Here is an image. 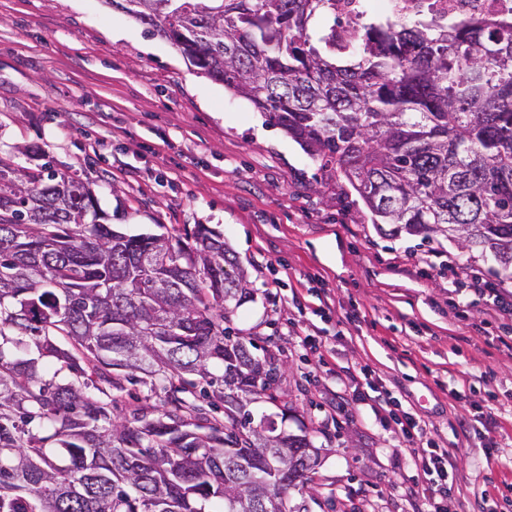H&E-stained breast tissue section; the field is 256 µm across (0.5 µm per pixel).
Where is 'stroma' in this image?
Listing matches in <instances>:
<instances>
[{
  "label": "stroma",
  "mask_w": 512,
  "mask_h": 512,
  "mask_svg": "<svg viewBox=\"0 0 512 512\" xmlns=\"http://www.w3.org/2000/svg\"><path fill=\"white\" fill-rule=\"evenodd\" d=\"M39 145L93 182L129 234H223L254 291L230 325L279 370L321 450L309 512H405L409 451L376 405L394 398L457 458L453 484H512V315L415 264L437 250L512 297V274L442 237L383 235L362 202L242 97L104 0H0V151ZM313 325L312 347L289 329ZM368 367L356 388L337 377ZM470 419L469 436L458 430Z\"/></svg>",
  "instance_id": "35a3bbf8"
}]
</instances>
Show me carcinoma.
<instances>
[{
	"instance_id": "carcinoma-1",
	"label": "carcinoma",
	"mask_w": 512,
	"mask_h": 512,
	"mask_svg": "<svg viewBox=\"0 0 512 512\" xmlns=\"http://www.w3.org/2000/svg\"><path fill=\"white\" fill-rule=\"evenodd\" d=\"M105 3L249 101L388 235L455 224L512 270V17L419 6L354 26L336 0ZM34 159L0 155V512H309L290 492L321 464L310 432L245 410L276 400V367L224 328L253 300L224 237L128 235L89 184ZM199 380L224 424L180 397ZM127 382L146 390L129 420L112 408Z\"/></svg>"
}]
</instances>
